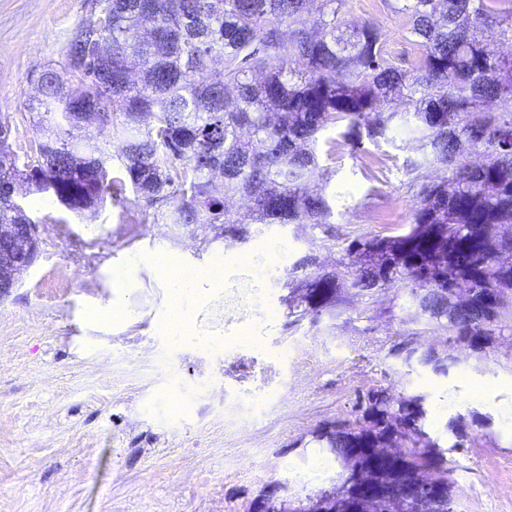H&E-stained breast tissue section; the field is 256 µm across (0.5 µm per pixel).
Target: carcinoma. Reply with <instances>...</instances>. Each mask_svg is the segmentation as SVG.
Instances as JSON below:
<instances>
[{"label": "carcinoma", "mask_w": 512, "mask_h": 512, "mask_svg": "<svg viewBox=\"0 0 512 512\" xmlns=\"http://www.w3.org/2000/svg\"><path fill=\"white\" fill-rule=\"evenodd\" d=\"M95 0L110 24L85 26L72 38L63 72L40 73L39 157L18 155L0 126V224H35L18 198L50 197L84 216L127 192L156 208L155 224L217 227L243 241L248 225L227 199L247 200L255 224L329 223L331 207L314 147L337 124L355 147L400 131L418 142L422 160L406 165L417 206L411 227L393 237L359 236L344 248L351 297L317 292L318 262L309 253L286 297L288 327L314 325L337 306L378 291L408 292L429 321L488 341L512 306V57L485 49L484 28L495 0H396L416 44V66L384 56L383 34L370 23L345 33L344 0ZM220 61L221 68L214 67ZM499 101L493 112L486 102ZM111 117L122 141L118 156L71 128ZM481 150L474 165L468 150ZM448 171L441 183L420 170ZM488 291L497 303L475 312L450 303L463 286ZM421 395L391 388L359 395L346 430L315 440L344 457L350 441L399 440L405 455L372 479L403 495L412 481L448 479V449L425 429ZM354 484L322 503L351 512ZM311 497L293 495L288 512H318Z\"/></svg>", "instance_id": "obj_1"}]
</instances>
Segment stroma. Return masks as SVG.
<instances>
[{
	"mask_svg": "<svg viewBox=\"0 0 512 512\" xmlns=\"http://www.w3.org/2000/svg\"><path fill=\"white\" fill-rule=\"evenodd\" d=\"M395 0H346L349 26L371 23L384 52L408 67L421 49ZM91 0H0V123L13 148L36 145L33 77L62 69L74 32L95 22ZM330 224H254L247 242L214 228L156 224L144 200L105 201L93 217L67 216L47 197L24 206L40 217V254L0 296V512H248L271 482L305 495L342 463L319 447L327 423L351 419L359 394L392 387L426 396L427 427L462 446L448 456L457 512H512V313L486 352L446 345L443 332L409 323L408 294L374 293L286 328L289 270L306 253L343 274L345 240L409 229L416 200L405 166L414 143L342 142L320 135ZM285 251L271 275L232 267L224 285L182 297L196 339L162 332L171 303L156 255L183 275L267 246ZM121 308L122 319L104 321ZM254 327V339L234 326ZM448 351L447 374L410 369L395 348ZM491 384L477 393L475 382ZM266 402L261 422L253 399Z\"/></svg>",
	"mask_w": 512,
	"mask_h": 512,
	"instance_id": "obj_1",
	"label": "stroma"
}]
</instances>
